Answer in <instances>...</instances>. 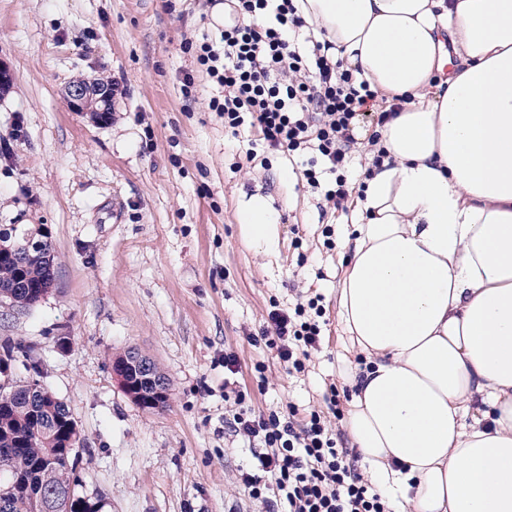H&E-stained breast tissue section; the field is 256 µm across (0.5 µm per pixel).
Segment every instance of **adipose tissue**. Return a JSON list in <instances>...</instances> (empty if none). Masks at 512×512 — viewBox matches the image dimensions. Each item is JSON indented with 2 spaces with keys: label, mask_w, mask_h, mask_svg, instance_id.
<instances>
[{
  "label": "adipose tissue",
  "mask_w": 512,
  "mask_h": 512,
  "mask_svg": "<svg viewBox=\"0 0 512 512\" xmlns=\"http://www.w3.org/2000/svg\"><path fill=\"white\" fill-rule=\"evenodd\" d=\"M295 5L400 104L339 241L349 444L406 512H512V0ZM239 221L273 246L264 198Z\"/></svg>",
  "instance_id": "adipose-tissue-1"
}]
</instances>
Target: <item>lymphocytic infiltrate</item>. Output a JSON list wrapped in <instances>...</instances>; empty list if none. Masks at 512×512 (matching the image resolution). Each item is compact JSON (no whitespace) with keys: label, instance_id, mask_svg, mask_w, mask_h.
<instances>
[{"label":"lymphocytic infiltrate","instance_id":"lymphocytic-infiltrate-1","mask_svg":"<svg viewBox=\"0 0 512 512\" xmlns=\"http://www.w3.org/2000/svg\"><path fill=\"white\" fill-rule=\"evenodd\" d=\"M231 21L219 40L193 49L198 69L219 93L209 101L231 132L256 131L267 151L308 155L303 177L325 201L342 206L353 194L345 175L349 154L359 145V124L378 96L367 82H356L342 60L330 56V43L314 42L303 53L291 33L306 25L294 0H211ZM333 181L323 182L324 173ZM324 310L319 297L297 302L293 310H272L254 344L264 345L288 372L301 373L321 342ZM229 379L224 398L234 409L230 425L252 447L239 469L249 498L267 512H392L382 495L358 472V454L339 447L322 411L299 412L295 405L255 410L233 377L234 354L224 357Z\"/></svg>","mask_w":512,"mask_h":512}]
</instances>
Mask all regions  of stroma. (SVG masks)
Wrapping results in <instances>:
<instances>
[{"label":"stroma","mask_w":512,"mask_h":512,"mask_svg":"<svg viewBox=\"0 0 512 512\" xmlns=\"http://www.w3.org/2000/svg\"><path fill=\"white\" fill-rule=\"evenodd\" d=\"M207 0H0V225L42 224L56 256L51 292L19 314L0 307V344L34 349L43 384L69 407L83 442L78 489L103 512H265L237 483L251 455L231 431L224 355L253 407L341 400L344 336L336 317L337 249L350 211L302 177L305 160H245L247 142L208 108L184 42L214 36ZM122 80L112 119L72 111L67 84ZM296 179L286 183L283 170ZM255 196L276 213V239L248 242L239 213ZM321 294L325 325L301 374L251 343L272 306ZM135 349L169 381L165 407L145 409L112 363ZM268 366L266 384L253 367Z\"/></svg>","instance_id":"stroma-1"}]
</instances>
